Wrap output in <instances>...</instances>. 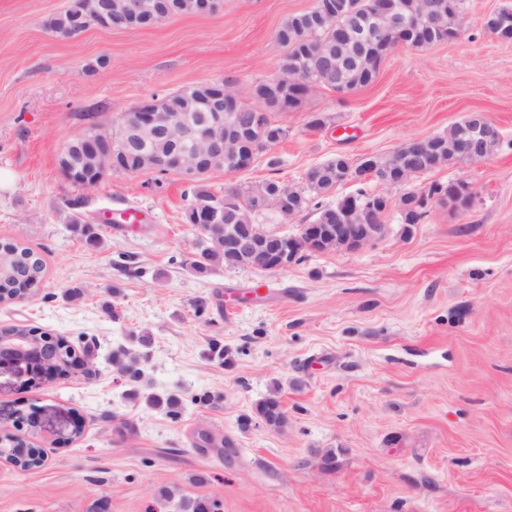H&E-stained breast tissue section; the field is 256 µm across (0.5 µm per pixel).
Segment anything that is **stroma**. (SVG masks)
Masks as SVG:
<instances>
[{
	"mask_svg": "<svg viewBox=\"0 0 512 512\" xmlns=\"http://www.w3.org/2000/svg\"><path fill=\"white\" fill-rule=\"evenodd\" d=\"M69 2L0 0V242L45 265L37 295L0 304V327L64 339L91 370L0 371V426L34 416L46 458L25 472L0 460V512H175L183 497L217 512H512V39L486 27L512 0H465L461 38L399 46L357 90L312 91L276 113L286 140L206 177L214 190L300 187L336 155L385 154L481 112L502 136L491 156L409 183L427 194L463 178L468 203L430 198L417 224L390 210L380 240L284 271L204 274L191 267L201 247L181 176L85 188L58 155L90 123L186 86L226 81L253 103L254 85L280 73L278 28L315 0H222L210 15L65 39L48 23ZM316 115L326 123L314 129ZM129 208L137 223H123ZM76 219L99 245L72 231ZM76 286L85 296L66 299ZM119 347L147 355L141 381L113 367ZM149 392L179 395V414L148 405ZM273 392L280 428L255 411ZM125 420L135 432L123 437ZM202 432L231 452L197 447Z\"/></svg>",
	"mask_w": 512,
	"mask_h": 512,
	"instance_id": "35a3bbf8",
	"label": "stroma"
}]
</instances>
